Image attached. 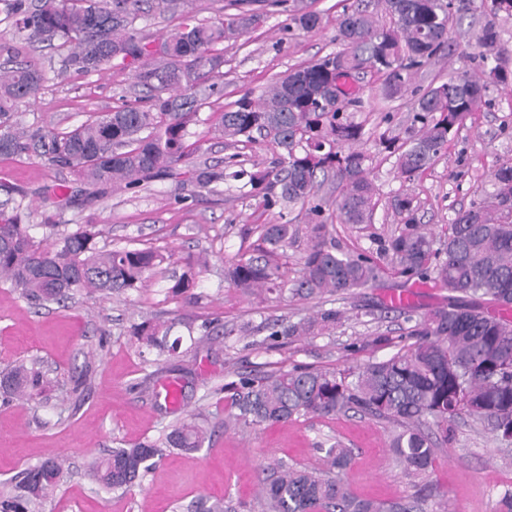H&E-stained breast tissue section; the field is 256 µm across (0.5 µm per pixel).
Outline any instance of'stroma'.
I'll use <instances>...</instances> for the list:
<instances>
[{"label":"stroma","mask_w":512,"mask_h":512,"mask_svg":"<svg viewBox=\"0 0 512 512\" xmlns=\"http://www.w3.org/2000/svg\"><path fill=\"white\" fill-rule=\"evenodd\" d=\"M351 2L303 0L322 17L319 29L305 33L291 28L287 12L270 0H254L261 21L224 43V64L209 77L218 92L200 110L199 122L189 127L201 147L189 163L178 165V177L91 201L85 185L68 172L25 158L0 159V200L9 193L23 198L35 242H50L44 224L49 215L62 231L98 225L103 231L99 246L151 248L164 257L147 287L122 296L77 292L62 305H34L0 281V371L23 362L40 367L49 380L45 392L31 402L0 399V492L11 488L22 470L58 456L66 470L41 512H206L218 501L235 512H257L254 497L264 474L280 464L322 467L326 446L337 442L351 452L342 477L359 498L397 500L429 485L444 493L451 512H501V498L512 490V454L502 453L487 427L466 414L452 423L432 470L418 476L409 474L390 451L393 425L357 411L300 416L274 425H224L221 387L239 375L296 367L349 375L411 344L415 320L448 302L447 289L433 281L408 280L391 270L379 287L347 294L302 297L289 288L242 294L225 282L224 269L237 254L256 247L263 225L280 223L279 213L238 188L224 185L208 192L186 177L189 165L220 164L236 152L249 163L268 165L272 151L267 143L230 147L207 134V118L244 94L259 98L289 68L338 51L336 18ZM461 6L462 21L452 33L456 54L423 67L414 88H425L439 74L478 70L474 35L490 0H461ZM18 57L45 73L36 100L18 109L29 124L70 127L144 96L131 60L76 76L62 73L64 51L57 47L25 46ZM381 82L371 69L357 74L363 107L356 119L370 130L386 115L392 133L404 135L410 101L382 100ZM362 148L372 158L369 177L379 204L373 223L332 220L329 230L337 245L349 252L377 250L380 240L401 229L392 203L405 194L415 200L423 231L442 237L456 213L479 200L477 188L489 181L495 167L512 162V91L492 89L488 104L466 119L431 168L414 180L399 177L394 157L376 141H363ZM48 185L64 186L65 201L43 198ZM200 254L208 263L194 286L172 292L173 277ZM330 308L341 314L330 331L269 337L270 324L293 323ZM146 318L171 326L172 336L181 340L177 354L147 353L133 334ZM244 325L251 329L247 338L231 336V329ZM378 336L385 337V344L370 346ZM170 386L178 390L177 402L166 398ZM190 413L208 421L209 437L199 450L169 449L139 485L124 493L88 477L92 458L157 438Z\"/></svg>","instance_id":"obj_1"}]
</instances>
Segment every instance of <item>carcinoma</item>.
Masks as SVG:
<instances>
[{"label": "carcinoma", "mask_w": 512, "mask_h": 512, "mask_svg": "<svg viewBox=\"0 0 512 512\" xmlns=\"http://www.w3.org/2000/svg\"><path fill=\"white\" fill-rule=\"evenodd\" d=\"M24 44L57 40L66 50L65 72L88 75L113 62L141 61L135 73L146 104L89 116L78 125L46 129L19 122L17 108L34 100L45 79L31 62L0 68V156L39 159L67 169L92 188L91 198L112 189H135L171 175L191 154L188 127L213 93L203 85L204 69L224 63L218 46L253 28L260 16L241 10L213 23H192L186 0H157L181 23L156 46L142 43L133 22L142 0H0ZM389 22H380L363 0L346 7L336 22V40L344 49L290 71L256 101L245 94L221 112L207 133L235 145L259 135L276 158L249 170L230 155L224 166L198 165L189 180L215 191L239 182L268 208L298 207L310 217V239L301 257L300 275L288 281L280 263L293 237V225L266 224L249 255L229 263L228 284L246 294L288 286L300 294L346 293L372 288L383 277L382 263L402 277L432 279L448 289V306L423 317L410 335L416 341L386 359L367 363L352 379L318 369L245 376L224 385L231 423L286 422L295 416L328 417L350 410L399 427L391 448L414 475L432 466L438 438H448V422L463 413L485 420L506 445H512V164L498 165L491 189L481 200L457 212L447 236L438 241L422 232L414 199L400 195L393 208L403 228L375 254L351 253L336 245L325 210L333 208L343 224H371L376 188L368 177L369 157L354 148L366 132L350 108L361 103L355 74L372 68L384 76L380 94L388 100L413 96L407 138L373 131L381 147L396 156L400 176L413 179L428 170L448 147L467 117L488 102L490 88L512 89V60L501 55L499 18H512V0H491V15L475 34L480 49L478 74L467 73L450 88L439 76L424 89L410 90L419 69L451 56L456 43L451 27L460 22L451 0H378ZM314 11H295L291 24L303 31L319 26ZM341 105H336V94ZM335 174L342 194L316 200L321 179ZM26 207L9 197L0 202V280L40 305L65 302L79 290L121 295L146 286L164 257L151 249H104L102 230L83 224L56 234L41 247L23 224ZM206 260L187 262L171 286L186 290L195 269ZM339 313L290 324L274 336H314L336 325ZM169 328L151 319L135 327L146 347L175 353L180 339L168 342ZM48 380L35 366L16 365L0 373V392L18 400L37 396ZM432 420L437 432L422 428ZM207 429L191 417L162 437L130 448H114L93 461L90 475L106 488L126 492L139 484L149 461L166 448L194 451ZM323 470L285 464L261 481L260 512H420L421 498L368 501L355 497L336 472L346 469L349 451L340 444L326 451ZM63 475V460L51 458L26 469L18 482L0 493V512H40Z\"/></svg>", "instance_id": "carcinoma-1"}]
</instances>
